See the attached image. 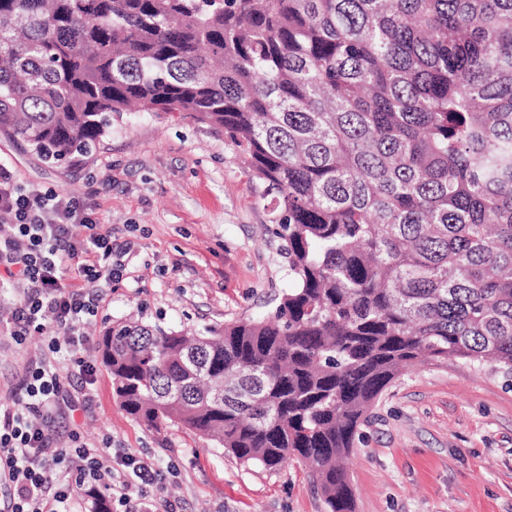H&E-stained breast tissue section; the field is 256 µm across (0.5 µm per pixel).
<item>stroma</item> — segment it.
Here are the masks:
<instances>
[{
    "mask_svg": "<svg viewBox=\"0 0 512 512\" xmlns=\"http://www.w3.org/2000/svg\"><path fill=\"white\" fill-rule=\"evenodd\" d=\"M0 160L20 182L80 201L112 230L122 265L100 283L85 332L96 366L91 409L59 407V433L111 438L177 475L163 499L182 512H325L308 468L246 466L184 426L150 428L128 415L95 345L114 323L203 331L266 316L288 286L270 206L222 132L186 118L126 113L92 155L52 166L0 134ZM42 335L17 339L0 316V402L47 358ZM355 512H512V384L464 360L417 366L394 380L359 428L348 461Z\"/></svg>",
    "mask_w": 512,
    "mask_h": 512,
    "instance_id": "obj_1",
    "label": "stroma"
}]
</instances>
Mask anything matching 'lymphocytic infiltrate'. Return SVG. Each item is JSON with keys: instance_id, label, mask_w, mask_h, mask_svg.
Instances as JSON below:
<instances>
[{"instance_id": "lymphocytic-infiltrate-1", "label": "lymphocytic infiltrate", "mask_w": 512, "mask_h": 512, "mask_svg": "<svg viewBox=\"0 0 512 512\" xmlns=\"http://www.w3.org/2000/svg\"><path fill=\"white\" fill-rule=\"evenodd\" d=\"M1 215L10 224L0 232V280L22 290L10 310L13 335L34 331L51 352L78 354L100 296L65 284L67 262L94 255V262L79 265V276L111 281L110 232L64 195L21 185L0 162ZM63 399L59 371L41 363L26 372L13 407L0 412V486L9 492L0 512H73L79 497L103 492L123 512H152L170 468L122 449L108 453L76 436L70 445H58L52 410Z\"/></svg>"}]
</instances>
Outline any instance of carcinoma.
Instances as JSON below:
<instances>
[{
	"instance_id": "cac0c4a2",
	"label": "carcinoma",
	"mask_w": 512,
	"mask_h": 512,
	"mask_svg": "<svg viewBox=\"0 0 512 512\" xmlns=\"http://www.w3.org/2000/svg\"><path fill=\"white\" fill-rule=\"evenodd\" d=\"M124 112L224 132L289 280L222 330L112 325L128 415L301 461L354 512L346 460L397 377L512 375V0H0V133L61 165Z\"/></svg>"
}]
</instances>
